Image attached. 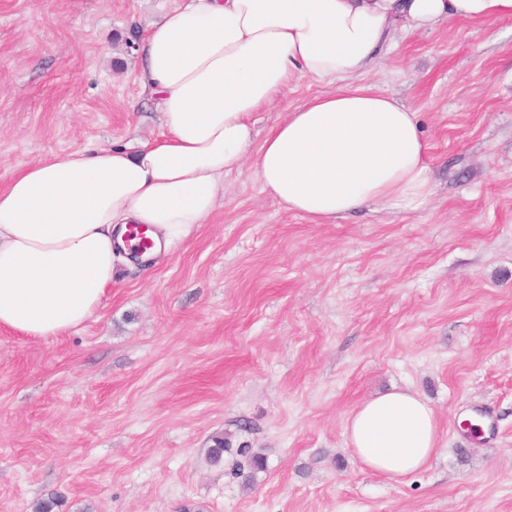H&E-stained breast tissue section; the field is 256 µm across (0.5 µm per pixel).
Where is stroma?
<instances>
[{
	"mask_svg": "<svg viewBox=\"0 0 512 512\" xmlns=\"http://www.w3.org/2000/svg\"><path fill=\"white\" fill-rule=\"evenodd\" d=\"M178 0H0V181L161 139L137 40ZM409 106L434 193L313 224L248 173L207 224L53 339L0 328V512H512V18L401 28L357 79ZM292 78L265 137L329 91ZM395 388L439 418L430 467L363 470L346 416ZM484 414L478 438L463 418ZM233 448L214 464L215 438ZM264 470L234 475L238 448Z\"/></svg>",
	"mask_w": 512,
	"mask_h": 512,
	"instance_id": "1",
	"label": "stroma"
}]
</instances>
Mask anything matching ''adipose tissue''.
<instances>
[{
  "instance_id": "ef3b65f1",
  "label": "adipose tissue",
  "mask_w": 512,
  "mask_h": 512,
  "mask_svg": "<svg viewBox=\"0 0 512 512\" xmlns=\"http://www.w3.org/2000/svg\"><path fill=\"white\" fill-rule=\"evenodd\" d=\"M498 17H512V0H181L139 42L163 140L54 154L0 185V326L31 338L77 329L116 264L153 261L207 223L234 172L315 224L374 205L418 210L433 185L415 112L347 80L371 70L398 25ZM298 72L333 88L255 143L253 114ZM132 224L151 227L153 249L127 247ZM343 433L364 470L400 483L429 466L439 423L424 398L394 389L362 402Z\"/></svg>"
}]
</instances>
